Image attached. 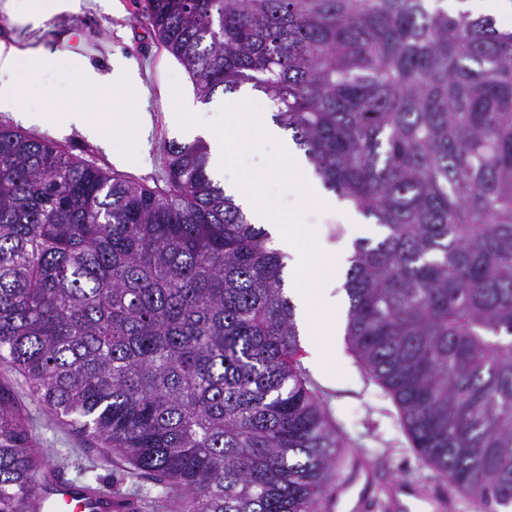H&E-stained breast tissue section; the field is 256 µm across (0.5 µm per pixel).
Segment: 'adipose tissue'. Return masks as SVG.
<instances>
[{
    "label": "adipose tissue",
    "mask_w": 512,
    "mask_h": 512,
    "mask_svg": "<svg viewBox=\"0 0 512 512\" xmlns=\"http://www.w3.org/2000/svg\"><path fill=\"white\" fill-rule=\"evenodd\" d=\"M49 55L40 50H17L0 44V112L13 113L17 119L30 125L53 123L55 116L49 104L25 105L20 93L16 76L20 71H36L47 63ZM123 83L127 88H135L137 76L124 68H113L111 73L103 74L95 67H86L80 75V96L65 116V124L81 130L87 136L98 139L103 133H111L113 139H126L134 136L137 130L145 129L149 124L147 113H139L136 123H129L127 113L132 110V101H124L123 109L91 122L87 106L97 98L105 96L113 83Z\"/></svg>",
    "instance_id": "adipose-tissue-1"
}]
</instances>
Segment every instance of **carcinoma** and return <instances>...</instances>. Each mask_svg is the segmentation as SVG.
<instances>
[{
  "label": "carcinoma",
  "mask_w": 512,
  "mask_h": 512,
  "mask_svg": "<svg viewBox=\"0 0 512 512\" xmlns=\"http://www.w3.org/2000/svg\"><path fill=\"white\" fill-rule=\"evenodd\" d=\"M440 0H146L203 103L265 95L357 239L345 341L453 490L512 508V31ZM156 192L0 123V366L175 512H319L346 445L299 360L285 255L166 148ZM0 389V512L52 470Z\"/></svg>",
  "instance_id": "1"
}]
</instances>
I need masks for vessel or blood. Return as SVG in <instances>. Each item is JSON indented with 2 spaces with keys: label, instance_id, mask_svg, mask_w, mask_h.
Segmentation results:
<instances>
[{
  "label": "vessel or blood",
  "instance_id": "b4317fda",
  "mask_svg": "<svg viewBox=\"0 0 512 512\" xmlns=\"http://www.w3.org/2000/svg\"><path fill=\"white\" fill-rule=\"evenodd\" d=\"M38 505L40 512H136L138 507L132 498L117 497L104 489L86 488L61 473L42 481Z\"/></svg>",
  "mask_w": 512,
  "mask_h": 512
}]
</instances>
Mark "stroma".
I'll return each instance as SVG.
<instances>
[{
	"label": "stroma",
	"mask_w": 512,
	"mask_h": 512,
	"mask_svg": "<svg viewBox=\"0 0 512 512\" xmlns=\"http://www.w3.org/2000/svg\"><path fill=\"white\" fill-rule=\"evenodd\" d=\"M79 11H61L37 22H25L0 9V42L21 49L45 45L59 53V63L44 70L24 88L23 99L34 103L52 97L53 109L67 111L80 92L83 63L110 68L124 60L140 79L139 104L149 114L150 125L142 137L128 139L115 149L78 129L58 125L29 126V133L45 136L64 151L153 189L167 187L165 143L185 142L173 123L174 91L193 95L184 68L162 47L143 17L145 0H81ZM336 362L341 375L323 377L309 373L316 394L336 430L349 442L350 481L339 490L325 512H353L362 482L353 481L358 469L370 467L372 496L377 501L396 497L407 512H470L467 501L458 499L443 506L437 498L442 484L424 467L400 423L393 401L367 375L356 358L340 347ZM0 387L10 391L19 413L31 423L30 445L50 456L69 479L80 483L92 471L100 484L122 496L140 490L124 469L101 466V443L71 430L49 416L24 379L0 368Z\"/></svg>",
	"instance_id": "35a3bbf8"
}]
</instances>
